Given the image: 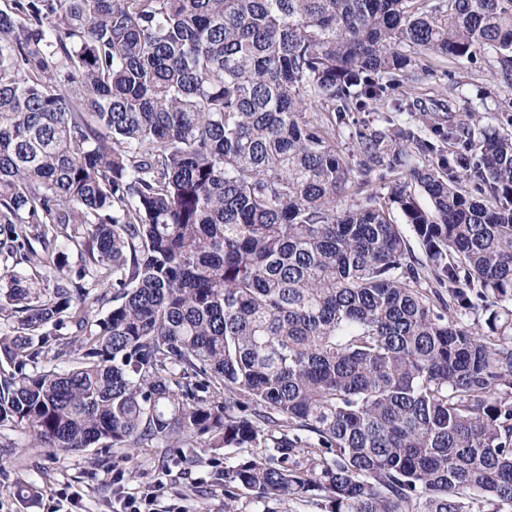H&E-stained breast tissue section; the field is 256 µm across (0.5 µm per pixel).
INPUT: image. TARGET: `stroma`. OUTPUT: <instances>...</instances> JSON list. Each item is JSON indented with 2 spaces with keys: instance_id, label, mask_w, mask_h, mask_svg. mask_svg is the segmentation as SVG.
Returning <instances> with one entry per match:
<instances>
[{
  "instance_id": "35a3bbf8",
  "label": "stroma",
  "mask_w": 512,
  "mask_h": 512,
  "mask_svg": "<svg viewBox=\"0 0 512 512\" xmlns=\"http://www.w3.org/2000/svg\"><path fill=\"white\" fill-rule=\"evenodd\" d=\"M433 72L414 89L423 104L452 100L453 118H461L477 92L491 95L489 111L477 113V127L502 128L512 114V88L492 85L493 59L476 63L451 58L432 61ZM0 512H123L127 499L157 493L168 512H224V485L214 473L224 467L223 451L200 441L195 462L177 461L170 448L111 449L102 454L93 445L81 451L53 454L30 445L28 433L0 430ZM35 485L36 501L20 498L18 490ZM78 503H70L73 492Z\"/></svg>"
}]
</instances>
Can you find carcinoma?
I'll return each mask as SVG.
<instances>
[{"instance_id": "carcinoma-1", "label": "carcinoma", "mask_w": 512, "mask_h": 512, "mask_svg": "<svg viewBox=\"0 0 512 512\" xmlns=\"http://www.w3.org/2000/svg\"><path fill=\"white\" fill-rule=\"evenodd\" d=\"M481 52L512 86V0H10L0 429L206 435L225 512H512V132L400 91ZM308 112L378 118L345 156ZM356 167L406 180L339 208ZM395 216L397 218L398 223L401 224L402 232L407 238V243L409 247L408 256L410 257L407 260L414 262L416 266L422 268L419 269L420 273L422 271L427 276L428 267H425L427 264V259L421 241L419 240V238L417 237V235L415 234V232L413 231L409 224H403L404 220L398 213H396Z\"/></svg>"}]
</instances>
